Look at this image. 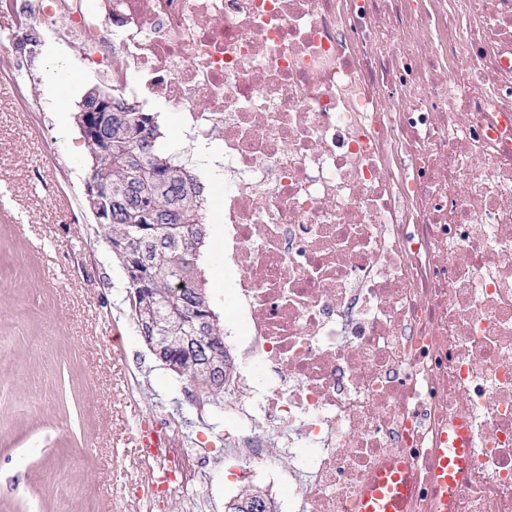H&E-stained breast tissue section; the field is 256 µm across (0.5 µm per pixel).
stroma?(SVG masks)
Masks as SVG:
<instances>
[{
    "label": "stroma",
    "mask_w": 512,
    "mask_h": 512,
    "mask_svg": "<svg viewBox=\"0 0 512 512\" xmlns=\"http://www.w3.org/2000/svg\"><path fill=\"white\" fill-rule=\"evenodd\" d=\"M21 69L0 67V512H142L144 468L134 440L158 414L176 440L215 443L224 415L202 420L138 335L125 279L83 206L88 157L59 84L98 80L55 30L38 28ZM63 57L46 74L49 49ZM202 257L216 312L224 310V223L208 209ZM202 512H224L238 467L211 451Z\"/></svg>",
    "instance_id": "stroma-1"
}]
</instances>
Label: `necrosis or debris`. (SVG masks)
I'll list each match as a JSON object with an SVG mask.
<instances>
[{"label":"necrosis or debris","mask_w":512,"mask_h":512,"mask_svg":"<svg viewBox=\"0 0 512 512\" xmlns=\"http://www.w3.org/2000/svg\"><path fill=\"white\" fill-rule=\"evenodd\" d=\"M224 171V452L288 512H512V0H19ZM472 463L433 491L456 426ZM148 422L145 508L209 484ZM282 449L283 458L270 456ZM402 463L390 461L375 475L361 502L362 512H405L413 484L404 474Z\"/></svg>","instance_id":"obj_1"}]
</instances>
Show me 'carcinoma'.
<instances>
[{"label":"carcinoma","mask_w":512,"mask_h":512,"mask_svg":"<svg viewBox=\"0 0 512 512\" xmlns=\"http://www.w3.org/2000/svg\"><path fill=\"white\" fill-rule=\"evenodd\" d=\"M83 141L89 180L98 186L105 220L97 231L122 269L128 293L146 294L131 309L140 336L157 348H177L175 374L200 395L198 406L224 405L214 387L224 373V321L211 304L200 265L207 236L200 171L171 152L158 113L131 106L92 112ZM274 512L253 490L225 512Z\"/></svg>","instance_id":"1"}]
</instances>
